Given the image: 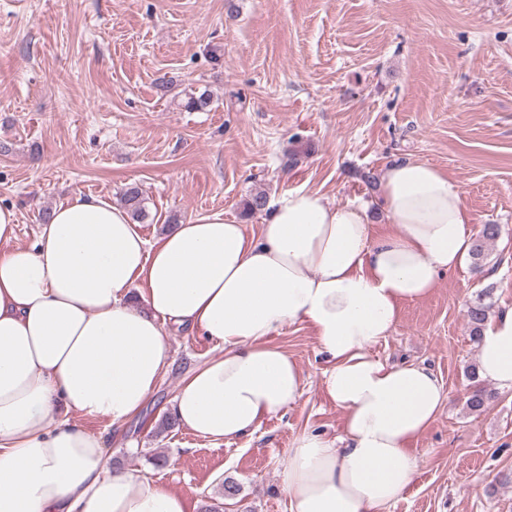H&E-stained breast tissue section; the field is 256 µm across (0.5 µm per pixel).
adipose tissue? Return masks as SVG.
Returning a JSON list of instances; mask_svg holds the SVG:
<instances>
[{
    "mask_svg": "<svg viewBox=\"0 0 512 512\" xmlns=\"http://www.w3.org/2000/svg\"><path fill=\"white\" fill-rule=\"evenodd\" d=\"M376 204L392 226L382 235L366 206L296 190L257 233L213 213L152 242L123 207L76 195L23 247L16 211L1 206L0 512H190L187 496L111 466L76 414L115 427L135 416L172 363L169 329L185 328L223 352L179 382V425L209 440L254 433L304 393L298 364L270 342L289 323L312 328L322 389L343 414L340 440L293 438L291 512H384L412 483L411 444L447 393L424 366L371 350L403 303L463 265L473 217L458 185L419 160L387 169ZM478 373L512 390V308L486 322Z\"/></svg>",
    "mask_w": 512,
    "mask_h": 512,
    "instance_id": "ef3b65f1",
    "label": "adipose tissue"
}]
</instances>
